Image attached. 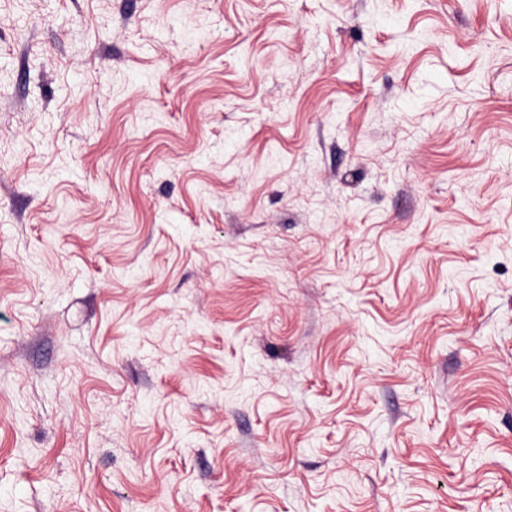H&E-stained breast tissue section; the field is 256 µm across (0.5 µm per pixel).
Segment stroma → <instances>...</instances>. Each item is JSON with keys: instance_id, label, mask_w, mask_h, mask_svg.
Instances as JSON below:
<instances>
[{"instance_id": "35a3bbf8", "label": "stroma", "mask_w": 512, "mask_h": 512, "mask_svg": "<svg viewBox=\"0 0 512 512\" xmlns=\"http://www.w3.org/2000/svg\"><path fill=\"white\" fill-rule=\"evenodd\" d=\"M0 512H512V0H0Z\"/></svg>"}]
</instances>
